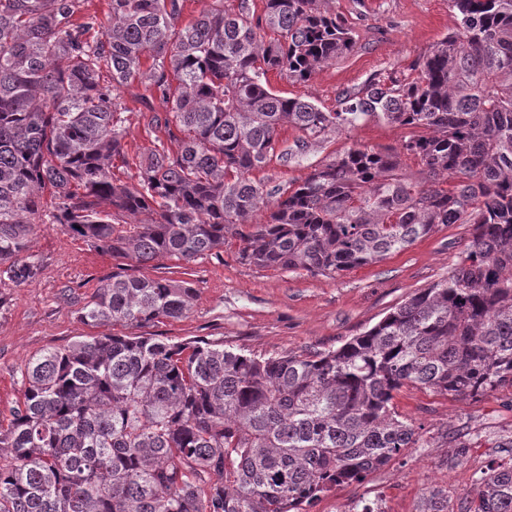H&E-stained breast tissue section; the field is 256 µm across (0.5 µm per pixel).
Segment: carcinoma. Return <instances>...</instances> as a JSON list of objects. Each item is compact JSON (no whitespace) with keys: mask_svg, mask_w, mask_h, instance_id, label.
Segmentation results:
<instances>
[{"mask_svg":"<svg viewBox=\"0 0 512 512\" xmlns=\"http://www.w3.org/2000/svg\"><path fill=\"white\" fill-rule=\"evenodd\" d=\"M107 2L101 19L84 0H0V272L13 282L36 275L24 253L45 222L139 263L190 262L232 237L250 263L322 276L442 225L470 224L472 240L450 277L335 350L261 357L106 334L33 356L0 423V512H306L417 447L391 406L403 386L512 388V0H449L456 28L410 73L329 111L267 78L304 82L353 50L322 0H263L257 17L249 0H213L188 23L181 0ZM136 79L164 104L152 122L170 147L131 157L112 90ZM364 117L410 135L271 190L250 177L280 128L302 154ZM116 168L136 173L123 181ZM123 216L142 220L127 228ZM194 299L184 281L114 275L81 319L144 327ZM416 512H448V497L434 490ZM461 512H512V465L484 472Z\"/></svg>","mask_w":512,"mask_h":512,"instance_id":"cac0c4a2","label":"carcinoma"}]
</instances>
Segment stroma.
<instances>
[{
	"mask_svg": "<svg viewBox=\"0 0 512 512\" xmlns=\"http://www.w3.org/2000/svg\"><path fill=\"white\" fill-rule=\"evenodd\" d=\"M322 7L354 28L353 51L318 68L307 81L294 83L274 71L268 80L278 94L300 96L327 110L335 109L339 94L361 89L371 77L407 70L423 49L457 23L448 0H323ZM116 95L127 108L128 154L167 145L163 128L150 123L153 113L165 110L159 97H146L136 80L118 88ZM407 134L405 128L368 117L310 146L304 157L289 160L285 154L293 149L297 134L284 127L278 132V156L256 176L270 188L300 181L315 165L353 145L394 148ZM471 233V225L452 224L378 263L325 277L247 264L240 260L234 239L190 263L165 255L141 265L97 250L64 225H37L29 243L39 266L37 276L19 285L0 275V419L20 401L22 374L32 356L89 336L221 340L267 356L336 349L419 289L448 278ZM115 274L189 282L196 292L193 306L181 319L143 328L83 324L85 303ZM393 405L419 432L420 447L405 449L364 482L321 495L308 512H361L377 490L386 493L391 512H416L435 488L447 491L449 512H459L464 494L482 472L512 461L507 445L512 439L511 389L458 398L406 386L396 393ZM459 433L470 437L462 456L455 450Z\"/></svg>",
	"mask_w": 512,
	"mask_h": 512,
	"instance_id": "obj_1",
	"label": "stroma"
}]
</instances>
